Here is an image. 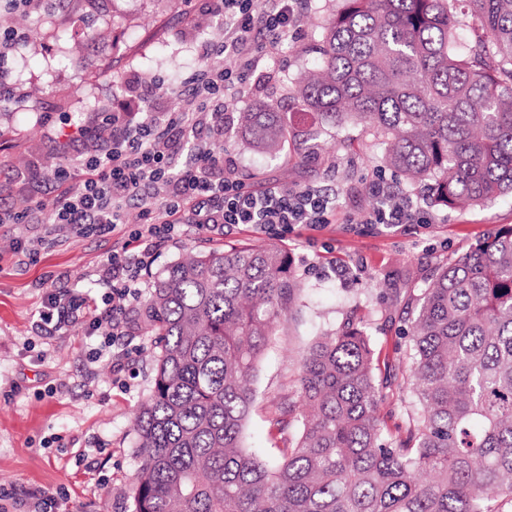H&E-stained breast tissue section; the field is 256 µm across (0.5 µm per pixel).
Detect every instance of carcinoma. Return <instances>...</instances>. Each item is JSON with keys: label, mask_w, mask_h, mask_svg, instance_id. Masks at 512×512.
<instances>
[{"label": "carcinoma", "mask_w": 512, "mask_h": 512, "mask_svg": "<svg viewBox=\"0 0 512 512\" xmlns=\"http://www.w3.org/2000/svg\"><path fill=\"white\" fill-rule=\"evenodd\" d=\"M296 95L319 123L383 140L434 206L512 194V0H344ZM240 121L261 152L288 143L272 105ZM301 289L274 245L190 254L154 281L132 512H512V225L410 295L409 371L379 367L353 316L316 339L288 402L299 430L259 453L243 444L259 357ZM390 395L419 406L395 436Z\"/></svg>", "instance_id": "cac0c4a2"}]
</instances>
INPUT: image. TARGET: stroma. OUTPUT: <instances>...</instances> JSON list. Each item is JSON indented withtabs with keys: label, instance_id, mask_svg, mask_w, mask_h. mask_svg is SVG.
I'll return each mask as SVG.
<instances>
[{
	"label": "stroma",
	"instance_id": "1",
	"mask_svg": "<svg viewBox=\"0 0 512 512\" xmlns=\"http://www.w3.org/2000/svg\"><path fill=\"white\" fill-rule=\"evenodd\" d=\"M341 5L308 0L295 37L267 48L261 76L229 98V121L216 146L253 187L312 186L335 196V223L298 224L285 237L241 224L211 232L185 224L141 276L142 291L150 292L155 278L187 253L226 245L274 244L290 256L304 289L260 361L246 427L253 449H273L276 405L298 389V355L312 340L355 313L380 359L408 371L402 314L410 290L427 287L438 266L512 225V195L481 206L431 208L428 224L364 223L374 205L365 186L391 177L384 144L359 125L320 127L294 92ZM8 24L25 39L7 61L14 94L0 101V170L24 169L27 181L0 190V208L17 211L30 210L31 197L52 200L82 180L74 163L66 184L47 177L58 166L57 142L70 139L75 124L147 86L194 78L206 66L202 44L224 35L207 15L184 18L180 0H48L45 13L18 12ZM267 103L283 112L289 135L282 151L263 159L242 135L239 115ZM315 141L323 151L304 156V144ZM30 212L28 223L0 224V493L8 512H31L45 491L56 496L55 512H132L135 418L152 387L156 348L138 308L124 316L119 344L99 356L93 350L100 340L87 336L85 323L105 314L97 280L107 257L138 228L139 211L125 208L115 229L82 236L55 227L52 208ZM53 291L83 293L85 322L37 327Z\"/></svg>",
	"mask_w": 512,
	"mask_h": 512
}]
</instances>
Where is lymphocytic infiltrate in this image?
I'll use <instances>...</instances> for the list:
<instances>
[{
  "mask_svg": "<svg viewBox=\"0 0 512 512\" xmlns=\"http://www.w3.org/2000/svg\"><path fill=\"white\" fill-rule=\"evenodd\" d=\"M302 0H272L268 11L255 15L252 0H203L202 8L224 26V41L206 45L209 56L225 55L233 67L206 68L192 82L197 105L180 112L163 111L147 96L141 106L119 112L101 109L77 135L102 140L106 151L80 159L84 179L64 196L53 200L55 221L79 234L106 231L120 223L122 210L140 208L143 226L133 232V248L113 252L100 274L107 291L102 297L111 325L90 322V336H121L126 310L140 297L141 273L150 266L162 241L172 238L180 225L209 230L245 224L255 232L288 233L296 224L318 227L331 223L336 203L320 190L286 192L274 185L247 186L237 175L233 160L208 144L191 142L197 128H207L213 139L224 136V88H244L262 59L258 34L275 45L287 40L297 22ZM163 185L161 199L151 191ZM377 205L365 217L369 224H420L419 209L396 197L386 182L368 187ZM85 297L75 292L49 294L39 311L41 324L62 328L83 315Z\"/></svg>",
  "mask_w": 512,
  "mask_h": 512,
  "instance_id": "f902f5d3",
  "label": "lymphocytic infiltrate"
}]
</instances>
